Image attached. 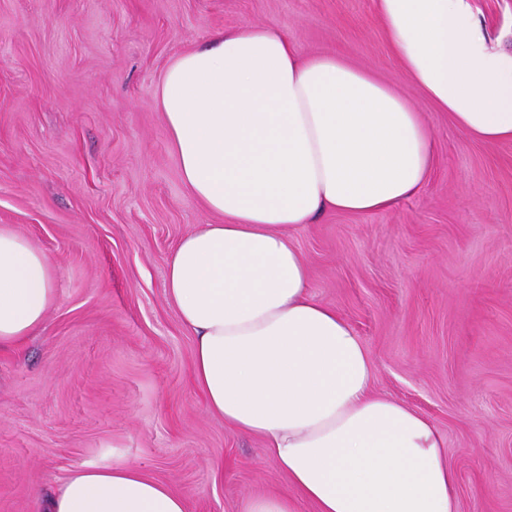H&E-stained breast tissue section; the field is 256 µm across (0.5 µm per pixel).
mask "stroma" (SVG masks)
I'll use <instances>...</instances> for the list:
<instances>
[{
  "label": "stroma",
  "mask_w": 512,
  "mask_h": 512,
  "mask_svg": "<svg viewBox=\"0 0 512 512\" xmlns=\"http://www.w3.org/2000/svg\"><path fill=\"white\" fill-rule=\"evenodd\" d=\"M259 24L370 69L431 131L420 196L290 239L366 345L374 392L443 435L459 512H512V142L467 137L407 81L377 0H0V225L50 257L57 290L39 332L0 351V512H41L115 457L188 512L292 492L260 439L208 411L164 290L179 239L218 218L182 182L157 89L179 55Z\"/></svg>",
  "instance_id": "1"
}]
</instances>
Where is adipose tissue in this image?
I'll use <instances>...</instances> for the list:
<instances>
[{
  "mask_svg": "<svg viewBox=\"0 0 512 512\" xmlns=\"http://www.w3.org/2000/svg\"><path fill=\"white\" fill-rule=\"evenodd\" d=\"M406 78L464 134L512 141V49L472 0H378ZM183 183L218 224L179 240L165 291L195 338L192 378L212 414L261 438L289 483L238 512H458L433 424L374 393L360 336L309 292L289 234L325 212L385 211L421 195L434 139L410 101L340 53L304 55L267 24L178 56L156 94ZM48 255L0 226V349L33 336L57 300ZM44 512H188L116 459L74 469Z\"/></svg>",
  "mask_w": 512,
  "mask_h": 512,
  "instance_id": "obj_1",
  "label": "adipose tissue"
}]
</instances>
